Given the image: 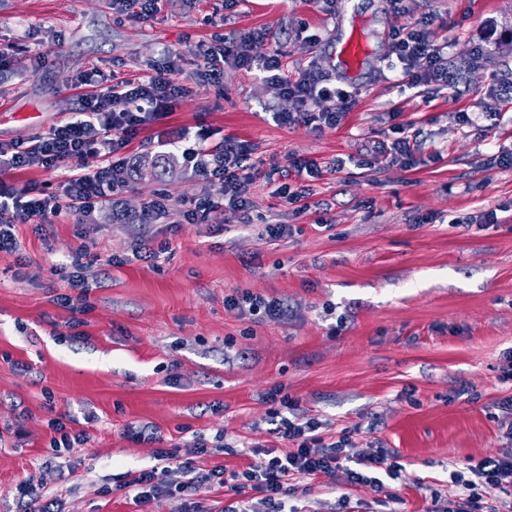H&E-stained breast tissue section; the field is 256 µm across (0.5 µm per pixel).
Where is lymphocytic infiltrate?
<instances>
[{
  "instance_id": "1",
  "label": "lymphocytic infiltrate",
  "mask_w": 512,
  "mask_h": 512,
  "mask_svg": "<svg viewBox=\"0 0 512 512\" xmlns=\"http://www.w3.org/2000/svg\"><path fill=\"white\" fill-rule=\"evenodd\" d=\"M433 24V18L424 15L391 32L392 50L404 79L411 86L428 90L454 82L448 71V46L437 42ZM255 40L254 32L248 31L198 43L196 84L219 82L228 66L257 71L264 74L278 96L291 104L288 111L273 113L276 124H303L318 130L339 126L348 102L326 86L316 64H309L297 77L284 76L281 54L254 55ZM77 83H93L99 90L83 96L78 111L51 126L33 144L24 147L0 143L1 174L32 168L64 171L57 194L31 185L17 189L0 184V252L16 251L17 225L35 220L47 223L49 217L64 209L86 217L116 207L128 184L133 141L190 92L181 66L173 61L155 68L143 81L115 84L109 75L94 69L81 75ZM207 140L205 131H197L193 144L180 150L186 169L219 187L217 198L189 202L180 211L181 220L189 224H209L220 215L230 220L247 212L250 202L245 190L265 175L263 161L254 159L247 142L228 137L223 147L212 149ZM288 167L295 180L281 183L276 196L290 204L308 200L314 194L311 181L320 174L319 163L294 157ZM87 253L83 244L72 249L73 270L67 275L71 291L54 298L57 305L72 313L71 324L75 327L81 324L80 314L90 307L83 263ZM265 400L270 406L268 416L275 442L252 446V453L264 455L262 465L233 472L221 465L209 470L195 468L182 459L179 446L161 448L156 430L127 426L124 437L157 444L158 460L181 475L180 481L166 484L157 481L151 470L127 473L123 487L132 493L140 512H152L156 501L177 496L188 498L186 512H210L196 496L201 490L217 488L230 497L224 512H311L308 481L321 477L333 480L340 475L351 486H374L379 494V512H393V504L400 501L390 485L401 470L395 452L380 446L369 452L358 451L354 432L347 428L334 435L326 433L318 418L297 414V403L283 386L271 388ZM468 472L457 499L448 502L432 495L429 512H502L504 496L512 497V451L469 465Z\"/></svg>"
}]
</instances>
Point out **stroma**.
Here are the masks:
<instances>
[{"label":"stroma","mask_w":512,"mask_h":512,"mask_svg":"<svg viewBox=\"0 0 512 512\" xmlns=\"http://www.w3.org/2000/svg\"><path fill=\"white\" fill-rule=\"evenodd\" d=\"M112 2L0 0V44L12 47L0 65V142L30 144L70 116L84 93L75 80L91 68L143 78L165 65L168 49L189 77L198 42L239 31L261 32L255 53L281 52L288 76L317 62L350 108L336 128L277 125L270 111L287 101L255 73L228 67L221 84L194 87L133 144L145 171L158 143L201 127L208 146L232 136L268 166L317 160L316 207L296 209L259 179L247 187L246 222L181 224L183 202L218 188L177 163L132 179L121 195L130 212L165 195L167 220L65 210L50 224L17 226L18 251L0 253V512H15L29 480L62 512H136L123 477L158 461L154 445L124 437L131 423L174 443L225 434V451L194 456L202 469L260 464L240 450L273 444L263 396L280 384L331 430L357 429L360 446L398 454L400 512H428L435 493L455 499L451 472L507 445L498 403L512 396L500 378L512 350V169L489 159L512 147V111L503 107L512 52L500 46L512 34V0H404L401 14L387 0H362L352 14L371 54L353 77L335 63L333 17L348 0L332 15L319 0H162L150 18L117 14ZM423 15L457 76L427 93L405 83L390 40ZM40 54L42 67L32 69ZM463 112L473 125L460 123ZM399 126L418 136L416 168L372 152ZM337 158L343 170L333 168ZM490 211L497 223L472 224ZM266 223L292 232L269 241ZM139 237L165 244L155 263L107 265ZM80 242L92 308L74 329L53 297L70 290L56 270ZM237 289L281 300L286 317L225 307ZM63 413L90 440L58 456L47 422ZM377 497L372 486L325 479L309 495L314 512H336L343 500L363 512Z\"/></svg>","instance_id":"35a3bbf8"}]
</instances>
